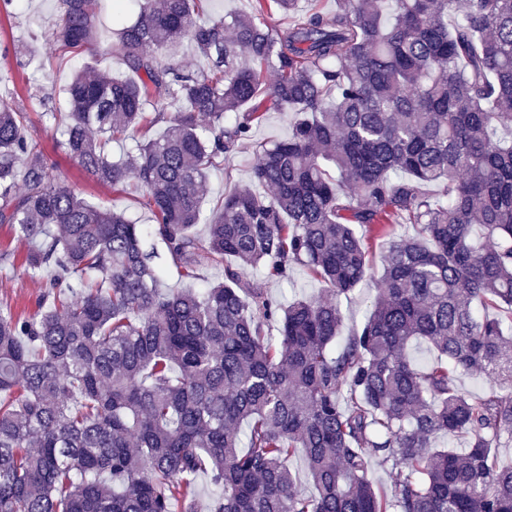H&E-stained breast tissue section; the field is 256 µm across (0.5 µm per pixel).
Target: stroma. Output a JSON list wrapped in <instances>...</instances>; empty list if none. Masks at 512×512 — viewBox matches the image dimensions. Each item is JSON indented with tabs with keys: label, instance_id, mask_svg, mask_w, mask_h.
Masks as SVG:
<instances>
[{
	"label": "stroma",
	"instance_id": "obj_1",
	"mask_svg": "<svg viewBox=\"0 0 512 512\" xmlns=\"http://www.w3.org/2000/svg\"><path fill=\"white\" fill-rule=\"evenodd\" d=\"M61 0H0V104L27 112V133L37 140L46 155L51 173L64 181L79 197L92 206L123 211L139 223L147 224L151 215L139 203L140 193L128 189L119 193L100 184L82 170L65 152L62 132L68 122L64 89L75 71L85 62L113 76L127 75L120 54L113 52L112 0H98L94 16V37L80 57L72 60L49 58L43 45L60 17ZM295 114L290 109L270 110L266 120L253 127L250 139L233 154L211 168L206 181L204 210H211L226 192L249 181L256 155L254 146L288 136ZM386 244L372 243L369 269L363 281L339 307L345 330L361 328L375 296V287L383 271ZM28 246L9 225L0 224V253L10 258L0 265V304L10 305L17 314L33 312L42 295L41 280L25 265ZM269 294L285 303L297 297H324L328 290L302 269H295L288 280H271Z\"/></svg>",
	"mask_w": 512,
	"mask_h": 512
}]
</instances>
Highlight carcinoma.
I'll use <instances>...</instances> for the list:
<instances>
[{"label": "carcinoma", "instance_id": "cac0c4a2", "mask_svg": "<svg viewBox=\"0 0 512 512\" xmlns=\"http://www.w3.org/2000/svg\"><path fill=\"white\" fill-rule=\"evenodd\" d=\"M202 2L135 0L126 23L116 0L131 75L86 66L66 88L65 152L115 192L135 183L153 223L79 198L27 113L0 105V224L49 273L33 313L0 306V512H199L201 475L208 512H512V465L494 461L512 442V0H395L390 20L386 0H255L214 20ZM62 6L48 54H79L94 0ZM273 11L290 19L276 35ZM183 39L207 71L155 64ZM167 100L179 111L147 135ZM273 108L295 112L288 139L257 145L250 180L203 218L209 169ZM376 237L372 309L338 348L335 298ZM154 239L182 278L224 279L166 287ZM247 266L301 267L331 297L283 308ZM419 340L430 367L408 356ZM471 372L487 395L462 390ZM452 435L465 447L437 444Z\"/></svg>", "mask_w": 512, "mask_h": 512}]
</instances>
